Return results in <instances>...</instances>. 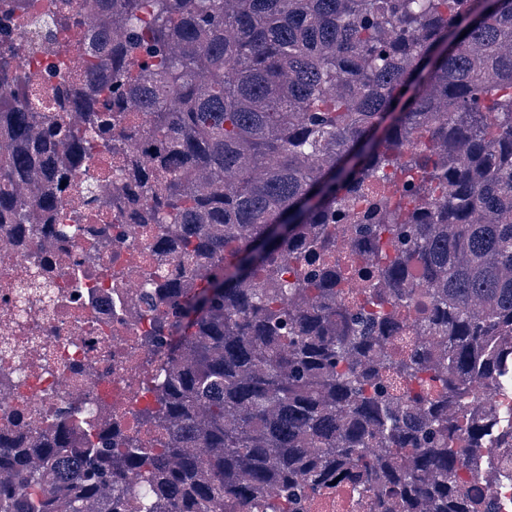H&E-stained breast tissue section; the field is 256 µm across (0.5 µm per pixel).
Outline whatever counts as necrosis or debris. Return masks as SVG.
Masks as SVG:
<instances>
[{
  "label": "necrosis or debris",
  "instance_id": "1",
  "mask_svg": "<svg viewBox=\"0 0 512 512\" xmlns=\"http://www.w3.org/2000/svg\"><path fill=\"white\" fill-rule=\"evenodd\" d=\"M25 56L36 90L48 101L83 67L79 53L63 60L46 43ZM84 248V242L72 241L52 254L60 300L40 308L22 327L15 286L27 277L33 257L0 236V405L22 412L34 427L53 408L80 400L96 409L100 422L135 436L142 432L137 411L149 401L154 374L168 364V351L142 345L150 328L141 317L148 300L125 264L101 284L72 281ZM474 487L492 497L497 512H512V480L504 481L492 466L464 474L462 491ZM375 500L370 490L354 494L351 478L343 475L308 496L299 512H377Z\"/></svg>",
  "mask_w": 512,
  "mask_h": 512
}]
</instances>
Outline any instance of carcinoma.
Segmentation results:
<instances>
[{"instance_id": "obj_1", "label": "carcinoma", "mask_w": 512, "mask_h": 512, "mask_svg": "<svg viewBox=\"0 0 512 512\" xmlns=\"http://www.w3.org/2000/svg\"><path fill=\"white\" fill-rule=\"evenodd\" d=\"M0 26V231L121 251L103 149L136 173L165 302L149 344L172 366L140 411L146 439L76 442L84 403L35 442L0 429V512H273L354 471L382 512H492L452 477L495 448L481 390H512V0H56ZM55 32L83 73L39 100L12 36ZM466 35H461V32ZM142 141L112 148V134ZM99 223L57 224L71 192ZM371 194L378 213L349 210ZM354 223L336 251L338 219ZM178 257L192 284L161 279ZM372 280L347 288L360 267Z\"/></svg>"}]
</instances>
